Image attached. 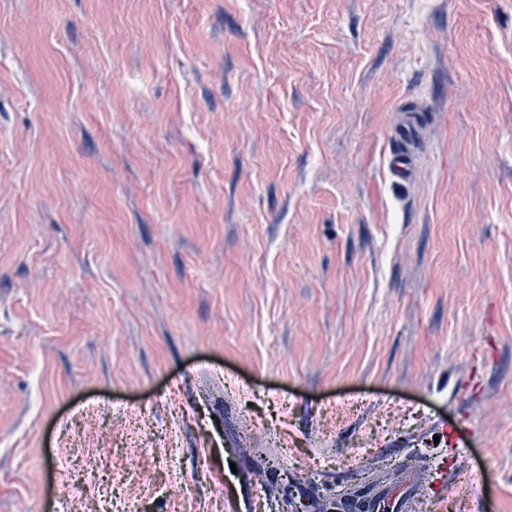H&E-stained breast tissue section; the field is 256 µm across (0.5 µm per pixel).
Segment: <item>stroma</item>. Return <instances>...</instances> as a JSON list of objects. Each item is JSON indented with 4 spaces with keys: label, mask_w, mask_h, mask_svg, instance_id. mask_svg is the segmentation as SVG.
Returning <instances> with one entry per match:
<instances>
[{
    "label": "stroma",
    "mask_w": 512,
    "mask_h": 512,
    "mask_svg": "<svg viewBox=\"0 0 512 512\" xmlns=\"http://www.w3.org/2000/svg\"><path fill=\"white\" fill-rule=\"evenodd\" d=\"M462 418L512 512V0H0V512H286L247 448L320 512Z\"/></svg>",
    "instance_id": "stroma-1"
}]
</instances>
